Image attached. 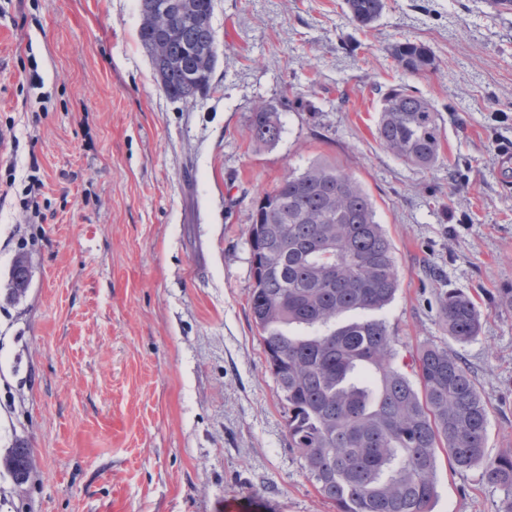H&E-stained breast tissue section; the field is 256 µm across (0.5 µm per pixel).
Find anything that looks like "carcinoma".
I'll list each match as a JSON object with an SVG mask.
<instances>
[{
	"label": "carcinoma",
	"mask_w": 512,
	"mask_h": 512,
	"mask_svg": "<svg viewBox=\"0 0 512 512\" xmlns=\"http://www.w3.org/2000/svg\"><path fill=\"white\" fill-rule=\"evenodd\" d=\"M183 40L169 47L177 62H152L156 80L173 101H194L211 90L217 57L207 58L214 29L202 16L213 0H190ZM359 28L382 15L385 0H344ZM391 56L419 73L435 66L424 44L395 43ZM438 109L417 91L384 93L376 124L382 147L421 169L440 160ZM279 108L256 104L247 118L251 142L276 144ZM251 253L249 307L285 410L288 444L303 460L317 493L336 512H432L439 454L453 469L482 466L493 485L512 489V450L487 455L489 407L461 357L430 344L411 356V373L398 364L399 339L380 318L394 299L401 271L376 220L370 195L333 162L316 159L290 172L251 202L246 225ZM438 316L458 344L474 341L481 311L473 297L452 288L439 296ZM303 327L307 335L288 328ZM30 449L11 448L3 465L22 481Z\"/></svg>",
	"instance_id": "1"
}]
</instances>
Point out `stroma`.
<instances>
[{
  "label": "stroma",
  "mask_w": 512,
  "mask_h": 512,
  "mask_svg": "<svg viewBox=\"0 0 512 512\" xmlns=\"http://www.w3.org/2000/svg\"><path fill=\"white\" fill-rule=\"evenodd\" d=\"M212 89L174 102L137 32L139 0H0V512H336L288 446L248 305L250 203L288 171L336 162L368 192L402 272L379 311L400 359L459 354L512 448V11L386 0L362 31L343 0H214ZM435 69L396 66L395 41ZM408 85L439 110L442 161L407 166L375 138ZM276 145L247 116L286 87ZM29 286L8 296L18 255ZM482 311L450 340L438 290ZM433 512H502L512 492L440 459ZM391 56L399 67L411 73L423 72L435 66L431 50L409 39L396 42L391 48ZM30 448H10L3 457V465L17 481L26 478L29 471Z\"/></svg>",
  "instance_id": "stroma-1"
}]
</instances>
